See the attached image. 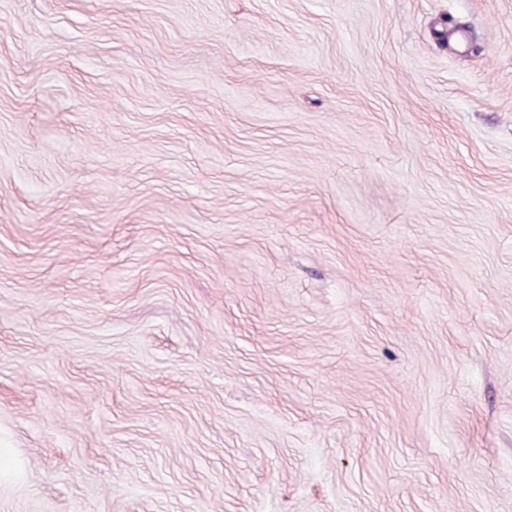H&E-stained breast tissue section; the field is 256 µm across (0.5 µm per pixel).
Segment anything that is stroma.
<instances>
[{
    "label": "stroma",
    "mask_w": 512,
    "mask_h": 512,
    "mask_svg": "<svg viewBox=\"0 0 512 512\" xmlns=\"http://www.w3.org/2000/svg\"><path fill=\"white\" fill-rule=\"evenodd\" d=\"M0 512H512V0H0Z\"/></svg>",
    "instance_id": "35a3bbf8"
}]
</instances>
